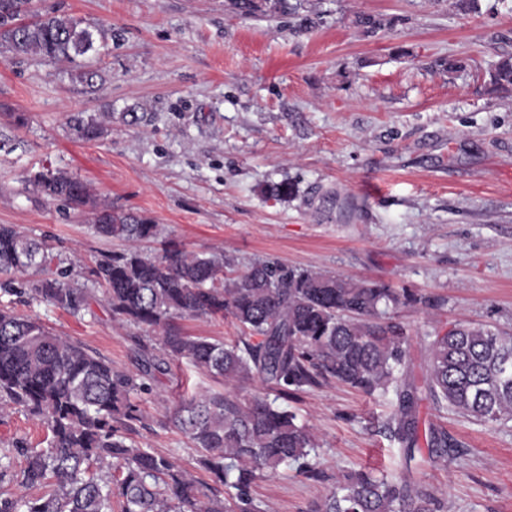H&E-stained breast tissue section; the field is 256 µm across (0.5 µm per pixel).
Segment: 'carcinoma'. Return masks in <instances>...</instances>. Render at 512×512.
Wrapping results in <instances>:
<instances>
[{
  "instance_id": "obj_1",
  "label": "carcinoma",
  "mask_w": 512,
  "mask_h": 512,
  "mask_svg": "<svg viewBox=\"0 0 512 512\" xmlns=\"http://www.w3.org/2000/svg\"><path fill=\"white\" fill-rule=\"evenodd\" d=\"M244 17L288 20L302 35L323 22L313 0H227ZM395 16L362 14L354 23L367 37L392 31ZM95 50L82 21L40 13L33 0H0V53L74 62ZM497 90L512 89V56L490 74ZM77 138L104 134L95 119L78 118ZM33 185L50 201L74 210L90 208L95 232L125 243L95 258L81 279L59 267L46 241L0 224V297L28 293L41 303L82 316L103 289L112 320L135 325L133 370L79 341L50 332L38 319L16 315L0 301V408L19 406L44 421L47 447L15 442L25 465L20 484L36 496L0 495V512H266L252 495L255 482L281 466L322 477L320 444L298 415L283 406L330 382L362 394H393L385 429L401 452L405 475L394 478L359 470L336 484L312 512H444L432 490L410 479L426 443V462L445 464L464 453L442 427L420 435L418 408L426 397L467 420L512 421V328L455 321L427 336L421 382L411 376L406 337L388 311L443 302L418 297L383 281L354 280L322 270L258 259L233 276L235 259L222 252L188 251L162 242L152 255L141 243L160 238V225L95 202L87 183L62 171H41ZM231 317L243 335L233 343L188 336L175 319ZM186 360L226 383L255 377L274 397L239 399L212 392L181 402L173 422L198 450L197 464L211 482L201 483L168 457L129 440L144 424L140 399L157 375Z\"/></svg>"
}]
</instances>
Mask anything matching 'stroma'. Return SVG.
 I'll use <instances>...</instances> for the list:
<instances>
[{"label": "stroma", "mask_w": 512, "mask_h": 512, "mask_svg": "<svg viewBox=\"0 0 512 512\" xmlns=\"http://www.w3.org/2000/svg\"><path fill=\"white\" fill-rule=\"evenodd\" d=\"M226 0H39L43 10L103 30L96 91L64 61L0 56V224L46 239L78 269L119 241L96 235L89 212L43 201L31 179L62 170L97 202L160 224L190 251L240 264L272 259L440 299L396 310L410 366L422 376L425 336L452 321L512 325V91L490 74L512 54V0H479L463 16L451 0H323L324 22L287 25L230 12ZM358 14L399 17L363 36ZM461 62L444 72L439 58ZM25 114L16 125L14 114ZM105 132L78 139L74 118ZM289 182L294 196L276 197ZM14 309L81 341L119 368L136 366L139 330L113 322L105 302L83 318L35 302ZM176 362L144 397L133 438L199 481L208 475L175 427L182 398L219 390ZM323 448L325 480L287 468L256 482L272 512H310L360 468L395 476L398 445L384 429L393 395L329 383L295 405ZM421 427L443 426L462 456L425 468L420 484L446 512H512V421L478 424L421 401ZM47 429L23 408L0 413V455Z\"/></svg>", "instance_id": "obj_1"}]
</instances>
